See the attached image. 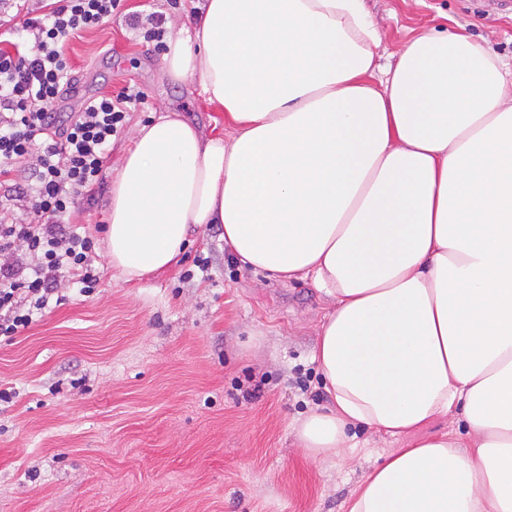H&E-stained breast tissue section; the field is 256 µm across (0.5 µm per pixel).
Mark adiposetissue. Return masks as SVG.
Here are the masks:
<instances>
[{
  "label": "adipose tissue",
  "instance_id": "ef3b65f1",
  "mask_svg": "<svg viewBox=\"0 0 512 512\" xmlns=\"http://www.w3.org/2000/svg\"><path fill=\"white\" fill-rule=\"evenodd\" d=\"M362 0H207L161 70L231 138L160 110L112 175V269L139 281L221 225L241 267L330 297L331 398L296 444L398 440L344 512H512V65L462 32L410 39L373 84ZM459 411L464 433L421 436Z\"/></svg>",
  "mask_w": 512,
  "mask_h": 512
}]
</instances>
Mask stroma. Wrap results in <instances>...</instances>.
<instances>
[{
	"label": "stroma",
	"mask_w": 512,
	"mask_h": 512,
	"mask_svg": "<svg viewBox=\"0 0 512 512\" xmlns=\"http://www.w3.org/2000/svg\"><path fill=\"white\" fill-rule=\"evenodd\" d=\"M388 67L410 38L466 31L512 62V0H364ZM64 50L82 98L128 87L143 104L113 137L111 158L159 107L204 132L224 115L165 78L162 54L115 20ZM101 194L76 216L97 243L101 280L75 287L13 341L0 339V512H342L391 443L358 431L341 460L296 448L294 420L328 395L312 360L330 298L307 280L240 267L214 225L181 261L139 282L115 278ZM210 260L201 272L196 260Z\"/></svg>",
	"instance_id": "1"
}]
</instances>
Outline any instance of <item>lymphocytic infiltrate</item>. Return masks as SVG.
Returning <instances> with one entry per match:
<instances>
[{
	"label": "lymphocytic infiltrate",
	"mask_w": 512,
	"mask_h": 512,
	"mask_svg": "<svg viewBox=\"0 0 512 512\" xmlns=\"http://www.w3.org/2000/svg\"><path fill=\"white\" fill-rule=\"evenodd\" d=\"M121 0H53L21 23L0 18V337L13 340L48 308L61 281L95 292V241L71 218L90 211L103 184L112 138L140 103L130 88L60 107L72 91L64 51L71 36L103 26ZM30 161L27 172L18 164ZM29 204L28 220L14 203Z\"/></svg>",
	"instance_id": "f902f5d3"
}]
</instances>
